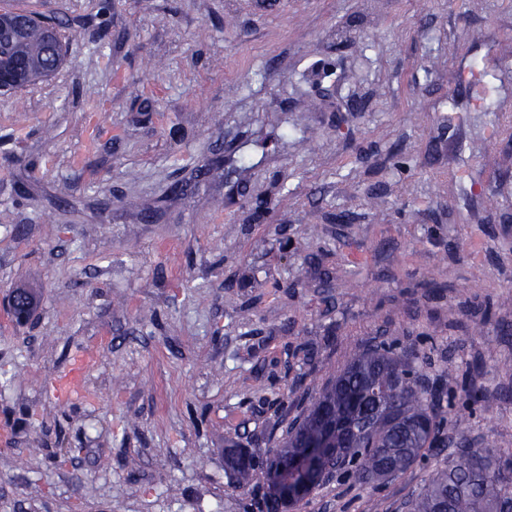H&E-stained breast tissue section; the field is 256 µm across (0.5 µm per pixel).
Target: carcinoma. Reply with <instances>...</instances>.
I'll return each instance as SVG.
<instances>
[{
    "instance_id": "1",
    "label": "carcinoma",
    "mask_w": 512,
    "mask_h": 512,
    "mask_svg": "<svg viewBox=\"0 0 512 512\" xmlns=\"http://www.w3.org/2000/svg\"><path fill=\"white\" fill-rule=\"evenodd\" d=\"M19 9L0 11V24L10 34L9 45L0 47V67L15 72L27 85L50 77L65 61L64 45L45 49L41 24L16 27ZM9 313L17 318L36 304L31 288L14 289ZM428 356L397 351L393 343L380 341L354 352L350 362L331 375L276 442V447L257 454L230 446L225 450L229 480L257 508L280 512L288 506L283 495L272 490L262 501L254 498L252 482L263 470L275 479L288 480L284 458L295 453L319 461L334 460L341 472L359 483L379 479L380 471L394 469L402 475L425 454L445 448V428H458L472 415L477 396L465 393L451 405L445 418L439 390L425 385ZM409 512H512V460L493 450L471 448L461 441L457 455L439 469L427 485L408 500Z\"/></svg>"
}]
</instances>
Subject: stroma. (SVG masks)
Listing matches in <instances>:
<instances>
[{
    "label": "stroma",
    "instance_id": "stroma-1",
    "mask_svg": "<svg viewBox=\"0 0 512 512\" xmlns=\"http://www.w3.org/2000/svg\"><path fill=\"white\" fill-rule=\"evenodd\" d=\"M98 3L0 0L67 47L0 93V512H243L227 445L374 340L475 411L301 512H404L462 435L512 455V0ZM81 350L90 406L46 384Z\"/></svg>",
    "mask_w": 512,
    "mask_h": 512
}]
</instances>
